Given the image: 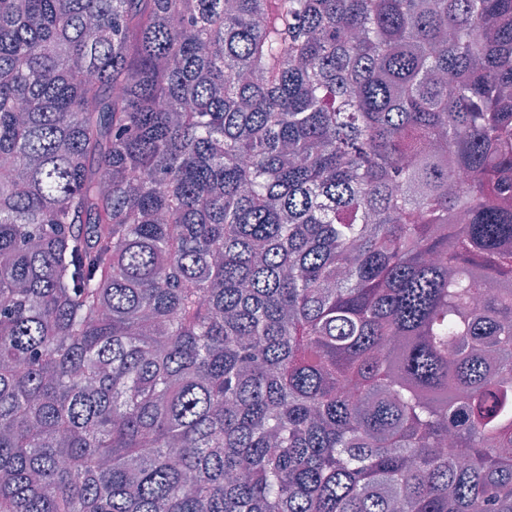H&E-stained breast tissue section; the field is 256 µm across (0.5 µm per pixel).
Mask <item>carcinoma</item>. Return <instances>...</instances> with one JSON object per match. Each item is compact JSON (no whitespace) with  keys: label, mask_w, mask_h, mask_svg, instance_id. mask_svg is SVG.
<instances>
[{"label":"carcinoma","mask_w":512,"mask_h":512,"mask_svg":"<svg viewBox=\"0 0 512 512\" xmlns=\"http://www.w3.org/2000/svg\"><path fill=\"white\" fill-rule=\"evenodd\" d=\"M0 512H512V0H0Z\"/></svg>","instance_id":"carcinoma-1"}]
</instances>
